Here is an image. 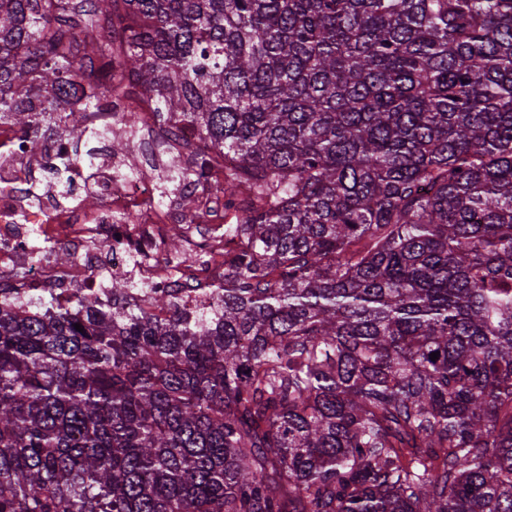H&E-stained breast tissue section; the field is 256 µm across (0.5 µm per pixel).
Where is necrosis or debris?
Returning a JSON list of instances; mask_svg holds the SVG:
<instances>
[{"instance_id": "1", "label": "necrosis or debris", "mask_w": 512, "mask_h": 512, "mask_svg": "<svg viewBox=\"0 0 512 512\" xmlns=\"http://www.w3.org/2000/svg\"><path fill=\"white\" fill-rule=\"evenodd\" d=\"M64 158L61 145L34 150L15 128L0 124V288L5 292L44 295L63 304L78 286L110 298L112 281L132 270L169 289L200 277L201 266L223 268L224 239L214 222L222 203L210 196L206 182H191L196 208L186 215L156 205L154 177L114 179V161L106 158L95 182H87L78 169L69 174L72 192H97L99 210L75 202L26 204L32 187L48 192L46 173ZM176 224L193 225L185 249L199 255V263L176 267L164 259L163 231ZM54 245L65 246L72 261L58 263L49 252Z\"/></svg>"}]
</instances>
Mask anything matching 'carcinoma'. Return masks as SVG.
I'll use <instances>...</instances> for the list:
<instances>
[{"label": "carcinoma", "instance_id": "1", "mask_svg": "<svg viewBox=\"0 0 512 512\" xmlns=\"http://www.w3.org/2000/svg\"><path fill=\"white\" fill-rule=\"evenodd\" d=\"M129 85L235 247L192 309L0 295V512H512V0H0L32 148L133 153ZM206 150L205 143L199 139L191 125L184 124L180 127L179 138L172 152L174 160L184 167H191L195 155Z\"/></svg>", "mask_w": 512, "mask_h": 512}]
</instances>
